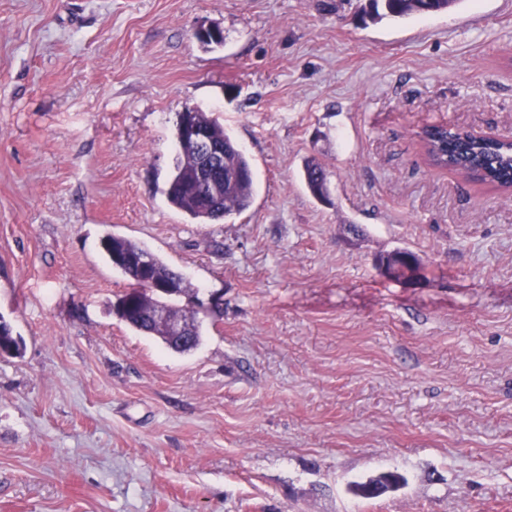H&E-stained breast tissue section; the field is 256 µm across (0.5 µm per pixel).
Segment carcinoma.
<instances>
[{
  "label": "carcinoma",
  "instance_id": "cac0c4a2",
  "mask_svg": "<svg viewBox=\"0 0 512 512\" xmlns=\"http://www.w3.org/2000/svg\"><path fill=\"white\" fill-rule=\"evenodd\" d=\"M366 15L373 21L383 19L405 20L418 15L443 12L459 3V0H366ZM199 117L208 126L211 138L222 151L219 168L209 188V201L201 199L195 187L187 182L190 173L196 171L199 157L189 142L177 141L178 161L168 179L164 191L169 205L182 211L199 224L227 220L247 211L254 200L256 184L252 164L243 149L224 129V125L206 112ZM421 141L425 143L432 162L441 169L451 171L463 178L470 177L485 184L509 189L512 187V143L490 135L448 126H430L422 130ZM304 180L311 194L319 199L327 184L323 167L309 163L304 170ZM102 249L113 268L131 281V287H146L145 281L176 280L182 292L190 291V283L178 271L163 260L149 254L134 240L107 236ZM150 255L147 273L133 269L131 260ZM129 327L147 336L157 338L166 348L177 353H189L199 347L203 338L202 323L195 315L183 309L161 305L144 291L140 302L119 314ZM182 322L192 336L189 346L181 345L173 337L172 326ZM19 339L13 335L11 325L0 317V352L18 353ZM405 483L398 472L387 471L378 478L356 483L353 493L363 499H375L390 489Z\"/></svg>",
  "mask_w": 512,
  "mask_h": 512
}]
</instances>
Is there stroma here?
Here are the masks:
<instances>
[{
    "instance_id": "obj_1",
    "label": "stroma",
    "mask_w": 512,
    "mask_h": 512,
    "mask_svg": "<svg viewBox=\"0 0 512 512\" xmlns=\"http://www.w3.org/2000/svg\"><path fill=\"white\" fill-rule=\"evenodd\" d=\"M358 7L0 0V512H512V194L419 144L512 136V0ZM189 109L255 165L239 216L166 201ZM109 235L221 295L196 351L113 313ZM396 249L420 283L379 272ZM365 11L373 21L383 19L405 20L418 15H428L447 11L459 0H366ZM304 180L311 194L320 200L323 188L327 184V176L323 167L316 163H309L304 170ZM326 192L324 193V198ZM405 483V478L398 472L387 471L378 478L364 483H355L353 493L363 499H375L390 489H396Z\"/></svg>"
}]
</instances>
